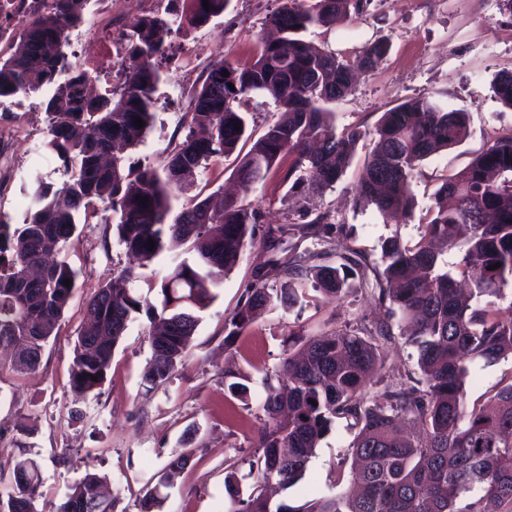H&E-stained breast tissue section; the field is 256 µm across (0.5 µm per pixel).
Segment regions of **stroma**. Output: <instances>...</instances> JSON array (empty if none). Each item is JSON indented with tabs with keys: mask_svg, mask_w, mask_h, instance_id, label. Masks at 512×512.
I'll list each match as a JSON object with an SVG mask.
<instances>
[{
	"mask_svg": "<svg viewBox=\"0 0 512 512\" xmlns=\"http://www.w3.org/2000/svg\"><path fill=\"white\" fill-rule=\"evenodd\" d=\"M280 0H232L225 13L172 38L167 79L157 94V122L147 138L127 152L128 164L159 165L172 140L181 138V119L190 92L199 87L219 60L250 63L267 18ZM313 45L344 54L384 38L389 43L382 63L360 76L336 105L338 128L373 130L382 113L401 101L431 96L445 109L462 108L470 118L469 136L458 146L424 160L413 182L415 215L424 217L443 179L465 168L490 146L498 132L512 129V109L495 97L491 82L512 70V11L503 0H372L354 20L305 33ZM45 112L21 106L0 112V139L11 145L0 156V216L21 223L34 179L60 188L66 179L57 156L45 146ZM371 139L359 142L345 175L333 189L314 196L291 189L285 175L290 158H282L249 196L261 224L301 222L304 212L331 211L345 227L340 243L381 257V241L399 235L405 245L418 239L415 222L386 223L372 206L355 203V190ZM55 258L80 270L77 289L56 336L50 338L36 369L12 370L11 352L0 353V469L12 468L20 450V427L32 429L31 451L42 468L47 498H63L86 472L105 475L125 512H138L139 501L171 451L192 449L188 466L176 477L160 512H228L224 478L230 461H238L239 487L249 491L255 479L244 459L253 452L266 396L265 372L279 368L288 353L289 332L324 336L344 325H357L376 313L370 294L353 289L341 302H326L311 286H301L304 303L267 311L242 330L232 347L224 345V319L239 305L267 254L262 244L247 248L225 276L202 312L178 372L164 386L148 388L143 380L150 348L149 322L138 316L117 348L100 390L70 417V371L77 333L85 322L86 300L112 273L136 266L111 228L89 222ZM246 379V399L227 390L228 374ZM512 381V358L495 364H469L466 403L484 404L499 385ZM356 429L338 420L310 459L306 473L281 500L300 505L346 489V461Z\"/></svg>",
	"mask_w": 512,
	"mask_h": 512,
	"instance_id": "1",
	"label": "stroma"
}]
</instances>
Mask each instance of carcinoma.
<instances>
[{
    "instance_id": "1",
    "label": "carcinoma",
    "mask_w": 512,
    "mask_h": 512,
    "mask_svg": "<svg viewBox=\"0 0 512 512\" xmlns=\"http://www.w3.org/2000/svg\"><path fill=\"white\" fill-rule=\"evenodd\" d=\"M88 2L53 0L49 11L30 15L10 56L0 57V98L41 100L46 146L67 174L56 190L36 184L22 223L0 218V347L16 349L18 372L39 365L79 277L65 262H46V247L66 244L77 232L79 214L95 203L104 204L101 223L115 226L119 243L141 268L152 266L170 242H188L190 248L160 278V305L129 288L136 278L131 269L106 279L86 303L88 326L78 335L69 382L75 405L103 385L129 323L142 313L150 324L151 351L144 380L154 388L172 377L199 325L198 312L213 298L211 289L255 240L259 214L247 197L285 155L292 158L287 178L294 189L321 195L343 177L363 133L338 130L334 106L388 48L378 39L346 56L300 38L359 14L367 0H315L309 7L284 0L268 18L274 36L261 39L255 60L213 64L192 92L181 124L186 133L171 143L163 164L134 169L118 150L138 146L155 125L156 93L165 79L159 33L185 21L203 25L224 14L231 0H208V9L203 0H192L186 14L169 10L133 21L126 36L137 59L125 86L92 98L84 96L92 74L77 68L68 52L69 30L82 22ZM62 74L67 81L43 97L44 87ZM493 89L512 109V71L498 74ZM254 96L272 99L280 116L232 172L242 196L215 206L209 197L190 195L200 168L231 156L250 137L249 113L241 107ZM468 136L463 109L445 111L430 97L393 106L373 131L355 202L375 207L388 223H411V186L421 162ZM303 217L302 223L263 229L270 256L225 318L224 347L271 306L300 303L297 282L338 301L353 288L348 273L354 271L358 287L370 290L386 311L323 338L288 333V355L264 376L266 421L258 447L246 458L256 483L244 499L235 465L225 477L231 512H512V382L482 408L470 410L465 402L467 364L512 357V302L500 304L512 287V130L443 181L413 246L396 235L383 240L379 267L356 248L336 266L299 263L300 240L325 242L343 232L328 210ZM150 239L156 248L147 246ZM454 248L461 257L451 270L440 255ZM496 263L501 267L490 269ZM282 278L287 282L281 288L268 287ZM395 326L415 348L418 372L394 380L380 370L385 352L396 344ZM338 419L358 426L349 489L301 505L272 502L265 493L269 482L286 490L301 479ZM187 454V448L169 454L140 500V512L160 509L163 490L185 469ZM9 483L0 512H116L117 499L97 495L106 484L97 473L86 474L64 498L45 501L40 465L25 453ZM469 495L471 501L458 506Z\"/></svg>"
}]
</instances>
